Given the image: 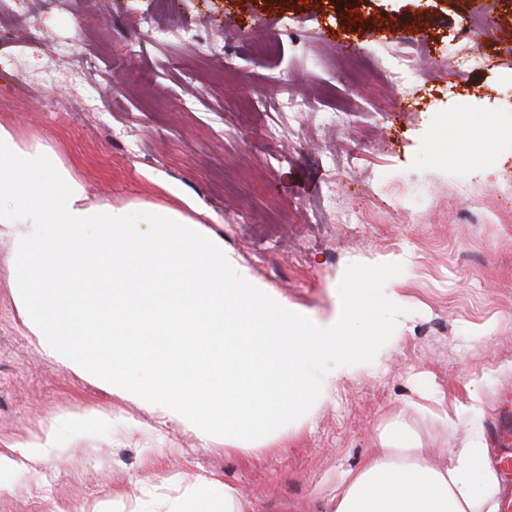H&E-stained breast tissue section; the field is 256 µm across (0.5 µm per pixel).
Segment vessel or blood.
<instances>
[{
    "label": "vessel or blood",
    "mask_w": 512,
    "mask_h": 512,
    "mask_svg": "<svg viewBox=\"0 0 512 512\" xmlns=\"http://www.w3.org/2000/svg\"><path fill=\"white\" fill-rule=\"evenodd\" d=\"M489 460L500 483L498 512H512V392L503 393L490 429Z\"/></svg>",
    "instance_id": "b4317fda"
}]
</instances>
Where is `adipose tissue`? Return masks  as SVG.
I'll return each instance as SVG.
<instances>
[{"mask_svg":"<svg viewBox=\"0 0 512 512\" xmlns=\"http://www.w3.org/2000/svg\"><path fill=\"white\" fill-rule=\"evenodd\" d=\"M433 427L420 434L401 415L387 422L380 446L336 481L331 512H497L498 478L487 462L481 421L484 397L469 391L465 403L450 406L436 400L419 406ZM471 427L468 447L449 448L448 429L460 415ZM240 512L236 490L207 480L180 489L175 499L156 500L153 512Z\"/></svg>","mask_w":512,"mask_h":512,"instance_id":"obj_1","label":"adipose tissue"}]
</instances>
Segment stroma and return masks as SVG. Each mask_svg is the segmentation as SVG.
Masks as SVG:
<instances>
[{"mask_svg":"<svg viewBox=\"0 0 512 512\" xmlns=\"http://www.w3.org/2000/svg\"><path fill=\"white\" fill-rule=\"evenodd\" d=\"M0 0V124L53 146L92 201L193 205L250 281L320 322L353 262L407 249L388 281L402 338L288 426L286 452L229 441L155 411L52 355L25 319L15 246L0 238V512H129L135 500L217 479L242 512H328L337 474L376 447L391 414L420 432L435 392L473 385L492 420L512 387V0ZM489 34H467L474 12ZM277 30L281 54L251 51ZM417 54L404 55L402 37ZM402 63L343 78L342 45ZM151 79H128L131 67ZM98 86L97 109L81 84ZM307 106L291 112L287 99ZM495 144L461 155L486 123ZM102 421L81 423L85 411ZM56 429L54 448L19 446Z\"/></svg>","mask_w":512,"mask_h":512,"instance_id":"35a3bbf8","label":"stroma"}]
</instances>
